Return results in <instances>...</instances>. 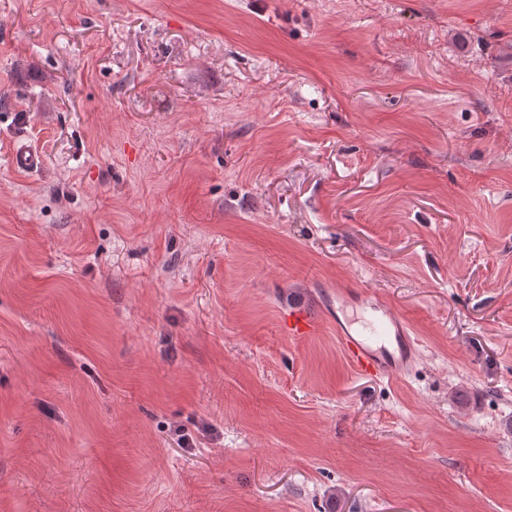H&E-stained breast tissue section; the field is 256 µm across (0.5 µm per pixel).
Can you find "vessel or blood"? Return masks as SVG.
<instances>
[{
	"instance_id": "obj_1",
	"label": "vessel or blood",
	"mask_w": 512,
	"mask_h": 512,
	"mask_svg": "<svg viewBox=\"0 0 512 512\" xmlns=\"http://www.w3.org/2000/svg\"><path fill=\"white\" fill-rule=\"evenodd\" d=\"M43 158L29 143H19L12 153L14 169L32 173L41 168ZM373 319L365 321L361 334H353L350 324H337L336 339L353 369L360 374L392 378L404 374L416 361L418 344L409 326L396 316L377 295H368ZM319 327L315 317L301 308L291 309L287 318L289 335L305 338Z\"/></svg>"
}]
</instances>
